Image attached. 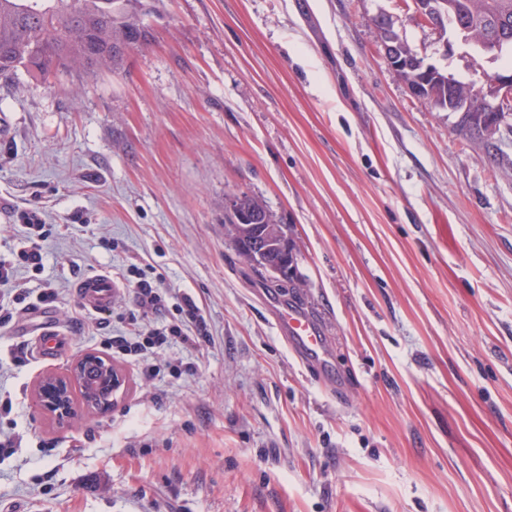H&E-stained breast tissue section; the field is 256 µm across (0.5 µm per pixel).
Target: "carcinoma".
I'll return each mask as SVG.
<instances>
[{
  "mask_svg": "<svg viewBox=\"0 0 512 512\" xmlns=\"http://www.w3.org/2000/svg\"><path fill=\"white\" fill-rule=\"evenodd\" d=\"M427 22L447 28L449 15L469 19L475 26L494 22L512 38V0H434ZM141 0H0V74L20 68L48 78L65 72L88 75L123 68L122 47L143 50L150 39L136 43L132 32L141 20ZM448 73L435 69L423 86L422 99L436 108L448 109ZM235 209L259 218L274 233L284 228L257 196H235ZM224 230L234 240L252 234L224 213Z\"/></svg>",
  "mask_w": 512,
  "mask_h": 512,
  "instance_id": "obj_1",
  "label": "carcinoma"
}]
</instances>
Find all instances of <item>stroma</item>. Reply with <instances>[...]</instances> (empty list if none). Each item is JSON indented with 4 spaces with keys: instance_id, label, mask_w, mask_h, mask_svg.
I'll return each instance as SVG.
<instances>
[{
    "instance_id": "1",
    "label": "stroma",
    "mask_w": 512,
    "mask_h": 512,
    "mask_svg": "<svg viewBox=\"0 0 512 512\" xmlns=\"http://www.w3.org/2000/svg\"><path fill=\"white\" fill-rule=\"evenodd\" d=\"M142 2L154 40L125 71L0 75V254L37 209L64 338L42 359L29 313L0 326V435L21 438L0 512H512V132L460 135L386 65L373 19L465 81L512 59L402 0ZM243 192L285 224L299 293L225 236ZM131 264L164 276L157 321L187 294L211 333L155 349L150 377L102 344L132 292L99 313L76 288ZM284 305L322 328L324 372L289 351ZM88 350L125 385L56 421L34 387Z\"/></svg>"
}]
</instances>
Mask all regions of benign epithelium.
Listing matches in <instances>:
<instances>
[{
  "instance_id": "benign-epithelium-1",
  "label": "benign epithelium",
  "mask_w": 512,
  "mask_h": 512,
  "mask_svg": "<svg viewBox=\"0 0 512 512\" xmlns=\"http://www.w3.org/2000/svg\"><path fill=\"white\" fill-rule=\"evenodd\" d=\"M379 21L381 26L377 29L378 41L387 65L394 70L397 68L396 47L391 35L394 24L392 18L384 13L380 15ZM452 29L465 42L477 47L480 54L490 58H497L512 48L490 27L484 29L482 35L476 36L467 21L457 19ZM450 111L459 113L461 117L468 112H482L485 122L480 124V128L484 129V135L498 132L512 118V74L486 75L484 85L473 88L469 94L461 95ZM275 248L280 253L277 274L294 269L295 250L284 232L278 233L275 238L252 239L243 246L245 252L259 262L265 261L266 256ZM77 382L87 386L86 405L98 410L112 407V395L122 385L121 377L112 366V361L96 352L88 351L76 358L66 373L48 375L41 380L34 394L37 406L60 422L70 419L75 412L73 394Z\"/></svg>"
}]
</instances>
